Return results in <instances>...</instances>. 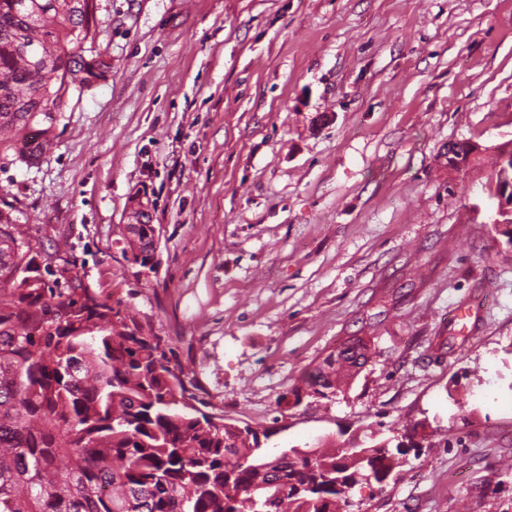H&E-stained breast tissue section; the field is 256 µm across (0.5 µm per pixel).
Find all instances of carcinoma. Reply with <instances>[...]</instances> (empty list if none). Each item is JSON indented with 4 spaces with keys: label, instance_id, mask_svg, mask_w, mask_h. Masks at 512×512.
I'll return each mask as SVG.
<instances>
[{
    "label": "carcinoma",
    "instance_id": "cac0c4a2",
    "mask_svg": "<svg viewBox=\"0 0 512 512\" xmlns=\"http://www.w3.org/2000/svg\"><path fill=\"white\" fill-rule=\"evenodd\" d=\"M96 31L89 0H0V151L34 164L51 150L63 86L110 69L81 55L79 36ZM14 212L0 208V512H339L355 484L399 464L401 445L364 439L270 455L250 426L202 411L159 337L20 235ZM126 228L122 257L148 267L155 226ZM366 349L341 343L277 406L339 389Z\"/></svg>",
    "mask_w": 512,
    "mask_h": 512
}]
</instances>
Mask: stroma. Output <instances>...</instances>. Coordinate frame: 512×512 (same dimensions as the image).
Listing matches in <instances>:
<instances>
[{
    "label": "stroma",
    "mask_w": 512,
    "mask_h": 512,
    "mask_svg": "<svg viewBox=\"0 0 512 512\" xmlns=\"http://www.w3.org/2000/svg\"><path fill=\"white\" fill-rule=\"evenodd\" d=\"M55 145L0 152V201L84 285L122 299L208 413L275 455L405 441L346 512H512V240L492 222L512 141V0H97ZM482 147L448 170L454 141ZM158 264L125 261L133 197ZM479 301L466 328L454 309ZM343 392L278 397L343 340Z\"/></svg>",
    "instance_id": "obj_1"
}]
</instances>
